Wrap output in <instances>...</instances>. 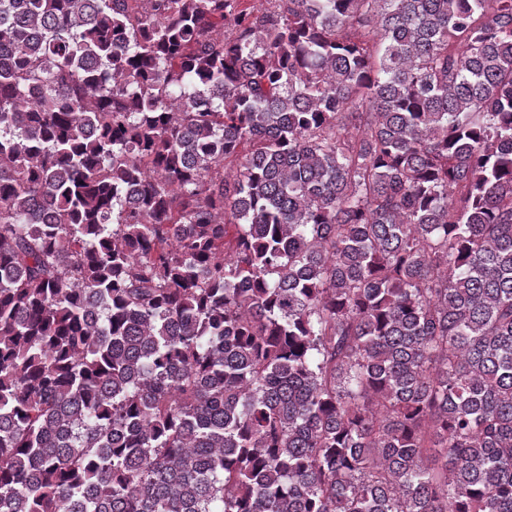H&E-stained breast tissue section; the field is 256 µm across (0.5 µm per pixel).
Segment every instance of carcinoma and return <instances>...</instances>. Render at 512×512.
<instances>
[{
    "label": "carcinoma",
    "mask_w": 512,
    "mask_h": 512,
    "mask_svg": "<svg viewBox=\"0 0 512 512\" xmlns=\"http://www.w3.org/2000/svg\"><path fill=\"white\" fill-rule=\"evenodd\" d=\"M0 0V512H512V0Z\"/></svg>",
    "instance_id": "obj_1"
}]
</instances>
